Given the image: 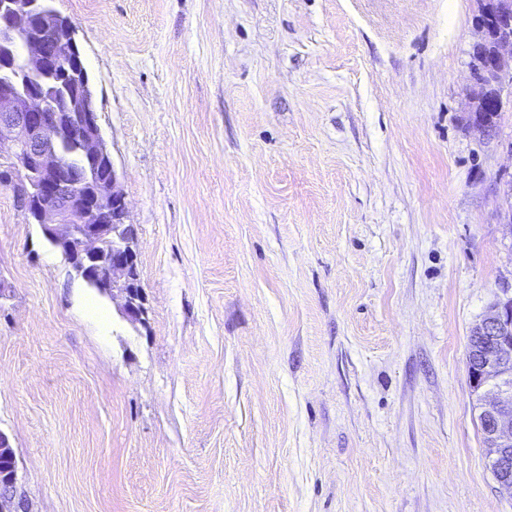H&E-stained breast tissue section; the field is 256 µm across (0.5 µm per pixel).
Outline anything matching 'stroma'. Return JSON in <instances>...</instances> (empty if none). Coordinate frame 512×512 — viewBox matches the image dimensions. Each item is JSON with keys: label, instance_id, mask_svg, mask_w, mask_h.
Instances as JSON below:
<instances>
[{"label": "stroma", "instance_id": "35a3bbf8", "mask_svg": "<svg viewBox=\"0 0 512 512\" xmlns=\"http://www.w3.org/2000/svg\"><path fill=\"white\" fill-rule=\"evenodd\" d=\"M145 321L0 186V431L24 512H512L467 373L512 286V96L477 0H55ZM480 39L473 45L469 68L473 85L469 98L470 128L493 136L498 126L503 94L512 95V0H479ZM487 48V51H484ZM489 112V113H487Z\"/></svg>", "mask_w": 512, "mask_h": 512}]
</instances>
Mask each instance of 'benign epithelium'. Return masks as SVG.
I'll return each instance as SVG.
<instances>
[{
  "label": "benign epithelium",
  "mask_w": 512,
  "mask_h": 512,
  "mask_svg": "<svg viewBox=\"0 0 512 512\" xmlns=\"http://www.w3.org/2000/svg\"><path fill=\"white\" fill-rule=\"evenodd\" d=\"M480 39L469 68L470 128L485 136V113L512 95V0H479ZM74 132L85 167L69 166L61 140ZM98 126L77 29L54 0H0V184L12 188L26 219L85 279L117 302L131 324L143 322L137 233ZM472 334L488 352L469 370L475 408L496 481L512 489V294L487 307ZM17 463L0 431V512H19Z\"/></svg>",
  "instance_id": "1"
}]
</instances>
